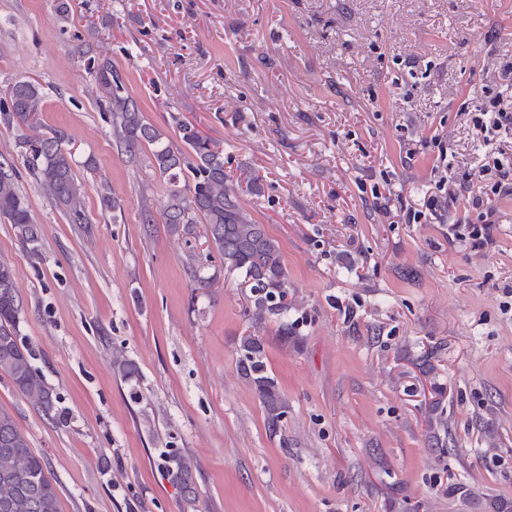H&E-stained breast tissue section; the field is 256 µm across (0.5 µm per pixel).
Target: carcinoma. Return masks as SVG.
Masks as SVG:
<instances>
[{
	"label": "carcinoma",
	"instance_id": "cac0c4a2",
	"mask_svg": "<svg viewBox=\"0 0 512 512\" xmlns=\"http://www.w3.org/2000/svg\"><path fill=\"white\" fill-rule=\"evenodd\" d=\"M88 72L117 147L131 159L145 148L150 150L151 167L166 185L163 224L191 247L190 287L195 291L213 287L217 274H203L211 267L236 274L249 285L243 316L252 332L240 339L238 371L255 388L269 434L281 432L288 419V398L269 374L263 337L259 336L271 318L279 321L277 337L283 345L296 336V325L288 323L291 284L278 242L240 205L233 181L224 171V151L192 123L174 114L172 125L183 146L170 144L165 131L145 119L111 60H97ZM42 112L43 96L31 80L8 85L0 96V123L35 132L21 141L23 166L70 223L86 224L81 189L73 172L71 139L63 130L43 129ZM0 221L12 225L23 244L38 243L40 227L31 219L28 201L18 188L11 165L0 164ZM201 238L207 247L198 252L192 243ZM22 311L14 269L1 259L0 375L9 378L19 394L49 416L55 408L53 389L34 365L32 351L19 338ZM159 468L179 492L183 507L198 512L201 498L195 458L177 448H166L159 454ZM0 512H62L61 489L50 475L47 459L30 447L14 415L1 408Z\"/></svg>",
	"mask_w": 512,
	"mask_h": 512
}]
</instances>
